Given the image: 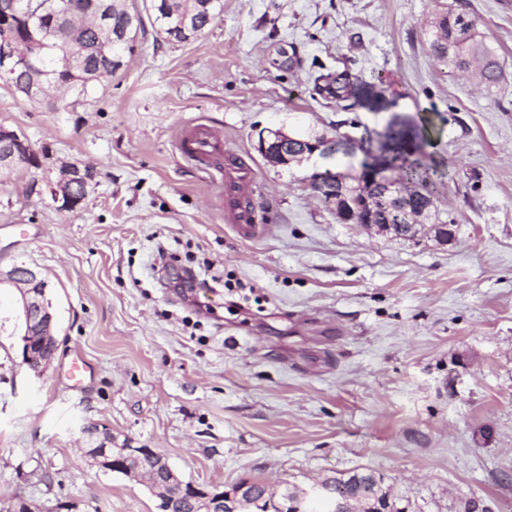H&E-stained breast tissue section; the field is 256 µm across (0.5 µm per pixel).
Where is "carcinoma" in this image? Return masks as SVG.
<instances>
[{"instance_id": "obj_1", "label": "carcinoma", "mask_w": 512, "mask_h": 512, "mask_svg": "<svg viewBox=\"0 0 512 512\" xmlns=\"http://www.w3.org/2000/svg\"><path fill=\"white\" fill-rule=\"evenodd\" d=\"M45 0H0V24L9 22L19 36L27 32L30 8H39ZM73 13L85 17L97 13L103 0H68ZM111 4L109 27L112 40H107L98 28L81 22L73 26L66 20H58L47 13L40 18L41 25L53 32L43 56L48 69L54 72V78L64 84L69 93L80 98L93 92L96 85L87 83V76L101 71L106 73L103 82H108L121 67L122 61L134 53L138 33L145 32V22L141 11L127 0H108ZM153 15L151 26L167 42H184L201 34L223 11L222 0H150ZM435 38L431 49L435 56L444 61L455 72H462L489 90L497 89L503 81V71L495 49L476 32V21L466 9L463 0L438 14L433 21ZM71 39L81 48L80 54L71 58L62 53L58 46ZM325 78L321 73L314 78L313 91L326 100L330 97L343 101L345 109L365 107L380 111L387 107L388 101L382 91L372 83L365 81L349 67L336 71V90L331 96L322 92L319 81ZM31 71L26 66H18L8 73L0 72V82L18 88L31 82ZM423 138L416 128L391 130L385 135V149L394 153V159L401 161L404 169L403 181L415 183L424 188L430 179V168L420 159L403 156L407 144ZM109 459L122 460L121 466L109 467L108 471L122 475L130 469H138L152 479L151 490L156 496L163 497L170 474L160 464L161 457L149 454L144 457L132 456L123 448L107 449ZM336 486L345 489L356 512H400L390 503L389 492L382 487L371 472H355L345 480H334ZM249 485L251 495L241 501V512H268L272 498L266 494V486L256 478L241 481L232 490ZM166 512H224V502L215 496L207 501H197L187 495L164 497Z\"/></svg>"}]
</instances>
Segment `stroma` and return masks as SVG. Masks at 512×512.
Returning <instances> with one entry per match:
<instances>
[{
	"label": "stroma",
	"mask_w": 512,
	"mask_h": 512,
	"mask_svg": "<svg viewBox=\"0 0 512 512\" xmlns=\"http://www.w3.org/2000/svg\"><path fill=\"white\" fill-rule=\"evenodd\" d=\"M452 2L224 0L188 41L146 30L66 107L0 84V126L40 152V177L97 172L63 212L0 170V268L40 273L57 342L34 372L19 331L0 329V512H159L142 481L86 454L89 423L210 490L367 469L400 512H512V0H468L503 65L493 91L430 50ZM346 66L382 80L387 109L313 97L315 75ZM197 123L255 167L244 200L263 236L225 224L220 170L180 154ZM405 124L426 131L450 242L343 223L309 185L338 168L358 179ZM265 127L342 149L276 165L255 148ZM167 257L220 286L184 299ZM76 354L94 376L73 388L61 369Z\"/></svg>",
	"instance_id": "35a3bbf8"
}]
</instances>
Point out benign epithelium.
<instances>
[{"label": "benign epithelium", "instance_id": "benign-epithelium-1", "mask_svg": "<svg viewBox=\"0 0 512 512\" xmlns=\"http://www.w3.org/2000/svg\"><path fill=\"white\" fill-rule=\"evenodd\" d=\"M29 43L18 45L5 25H0V70L9 71L15 65L24 63L32 69L38 81L22 93L31 99H47L56 108L65 101L54 89L58 82L52 77L41 55L40 48L45 46L47 36L38 28H28ZM10 138L18 149L0 152V167L14 168L19 159H25V165L32 171L41 168L40 160L31 144L14 130L0 127V140ZM321 147V141L297 139L280 130L258 132L256 149L268 161L287 165L301 161L314 154ZM389 166L380 163L367 168L361 186H346L328 189L324 186V175L313 177L311 187L317 195L329 202L336 201V207L344 214L345 221L359 224L367 229L378 228L400 238L417 236L424 228L422 219L426 210L422 209L410 217L403 215L402 197L394 191L393 179L385 174ZM80 174L72 169L56 183H48L47 188L53 202L61 211H69L82 203L69 190L71 180ZM10 284L17 288L24 287L21 307L17 319L23 329L22 340L25 346V358L38 354L45 362L54 353L55 337L52 333L53 315L45 298L46 284L37 278L35 272L25 266H13L4 271L0 269V286ZM301 503H314L322 512H351L348 499L336 494V486L331 481L321 480L313 484L300 497Z\"/></svg>", "mask_w": 512, "mask_h": 512}]
</instances>
